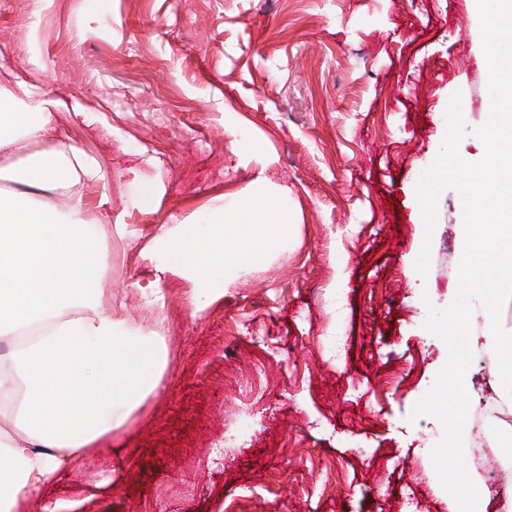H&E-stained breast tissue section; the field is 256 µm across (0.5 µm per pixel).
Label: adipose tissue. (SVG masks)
<instances>
[{
	"label": "adipose tissue",
	"instance_id": "1",
	"mask_svg": "<svg viewBox=\"0 0 512 512\" xmlns=\"http://www.w3.org/2000/svg\"><path fill=\"white\" fill-rule=\"evenodd\" d=\"M64 107L24 79L0 86V340L9 345L0 355V419L21 433L0 447V512H14L20 497L123 427L164 372L157 331L130 325L97 288L109 235L128 234L123 224L101 233L86 218L80 189L104 180L100 162L67 142L37 148ZM230 133L261 172L144 249L155 271L142 290L148 301L160 300L167 276L178 275L204 308L239 268L266 265L290 234L263 174L267 148L238 127ZM51 194L63 205L48 202Z\"/></svg>",
	"mask_w": 512,
	"mask_h": 512
}]
</instances>
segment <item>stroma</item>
<instances>
[{
    "label": "stroma",
    "mask_w": 512,
    "mask_h": 512,
    "mask_svg": "<svg viewBox=\"0 0 512 512\" xmlns=\"http://www.w3.org/2000/svg\"><path fill=\"white\" fill-rule=\"evenodd\" d=\"M18 73L67 105L45 147L102 164L87 218L133 232L112 241L103 299L160 329L167 366L107 445L16 512H408L412 494L454 512L430 459L442 426L411 412L448 357L424 322L456 294L461 197L439 195L429 234L414 187L454 92L459 153L484 154L469 0H0V81ZM230 122L264 141L294 234L202 311L176 275L147 303L132 286L152 277L142 250L255 174Z\"/></svg>",
    "instance_id": "stroma-1"
}]
</instances>
